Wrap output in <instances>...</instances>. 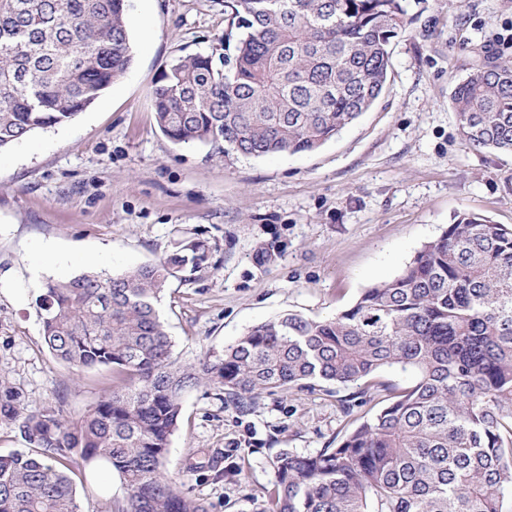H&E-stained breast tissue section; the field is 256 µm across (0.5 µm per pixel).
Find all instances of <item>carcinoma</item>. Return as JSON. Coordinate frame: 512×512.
<instances>
[{"instance_id":"carcinoma-1","label":"carcinoma","mask_w":512,"mask_h":512,"mask_svg":"<svg viewBox=\"0 0 512 512\" xmlns=\"http://www.w3.org/2000/svg\"><path fill=\"white\" fill-rule=\"evenodd\" d=\"M224 0V52L172 61L155 83V121L175 145L245 157L311 152L386 90L405 0ZM126 0H0V150L61 126L130 68ZM462 134L512 153V58L477 55L455 86ZM205 260L184 242L117 275L44 285L42 336L79 372L116 385L82 417L22 412L0 381V423L29 451L0 455V512H81L76 467L112 466L118 512H210L169 477L183 396L209 386L246 411L262 392L307 381L354 386L380 407L334 448L275 456L258 512H505L512 499V228L459 213L394 278L328 319L288 313L183 363L156 305ZM397 367L406 387L377 381Z\"/></svg>"}]
</instances>
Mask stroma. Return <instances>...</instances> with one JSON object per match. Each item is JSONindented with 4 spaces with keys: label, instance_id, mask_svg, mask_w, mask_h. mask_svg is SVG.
<instances>
[{
    "label": "stroma",
    "instance_id": "35a3bbf8",
    "mask_svg": "<svg viewBox=\"0 0 512 512\" xmlns=\"http://www.w3.org/2000/svg\"><path fill=\"white\" fill-rule=\"evenodd\" d=\"M407 5L414 20L368 112L316 151L245 158L173 145L153 113L165 68L223 37L222 0H129L126 75L71 123L0 151V378L26 411L76 419L112 390L111 370L78 374L48 352L36 304L47 280L122 273L199 244L200 268L158 304L176 355L194 363L282 314L348 308L460 212L512 226V154L473 148L451 104L475 54L512 56V0ZM350 394L316 381L262 393L243 413L220 391L191 389L167 472L210 512H255L279 450L335 447Z\"/></svg>",
    "mask_w": 512,
    "mask_h": 512
}]
</instances>
